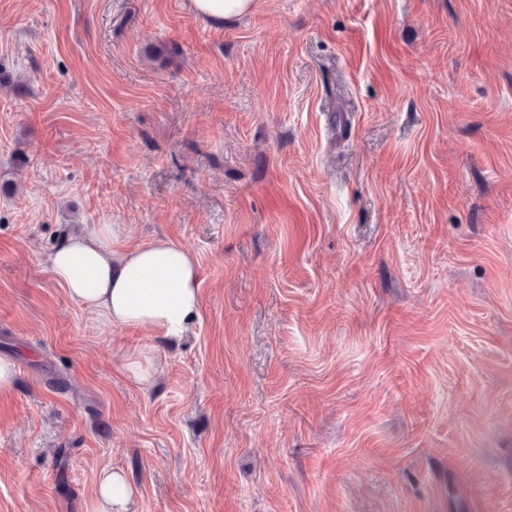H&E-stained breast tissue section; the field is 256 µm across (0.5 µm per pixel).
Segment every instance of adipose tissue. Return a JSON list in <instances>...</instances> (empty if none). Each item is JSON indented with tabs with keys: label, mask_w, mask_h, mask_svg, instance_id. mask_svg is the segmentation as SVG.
I'll use <instances>...</instances> for the list:
<instances>
[{
	"label": "adipose tissue",
	"mask_w": 512,
	"mask_h": 512,
	"mask_svg": "<svg viewBox=\"0 0 512 512\" xmlns=\"http://www.w3.org/2000/svg\"><path fill=\"white\" fill-rule=\"evenodd\" d=\"M117 225L91 224L66 235L48 255L53 279L104 323L139 327L163 338L185 336L199 316L195 260L169 240L118 250ZM98 512H129L135 490L122 470L104 468L97 480Z\"/></svg>",
	"instance_id": "adipose-tissue-1"
}]
</instances>
